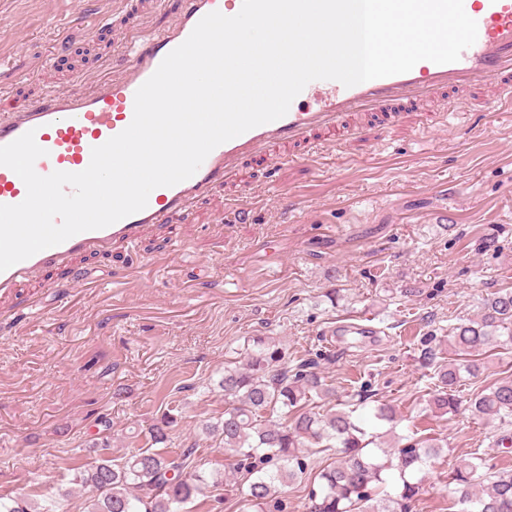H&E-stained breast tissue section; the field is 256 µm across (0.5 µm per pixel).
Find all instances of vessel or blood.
I'll return each mask as SVG.
<instances>
[{
	"label": "vessel or blood",
	"instance_id": "1",
	"mask_svg": "<svg viewBox=\"0 0 512 512\" xmlns=\"http://www.w3.org/2000/svg\"><path fill=\"white\" fill-rule=\"evenodd\" d=\"M242 2L177 0L175 19L163 34L132 38L124 56L125 74L118 79L100 74L93 87L65 89L23 103L17 100L15 84L1 82L0 146L31 130L46 151L35 162L38 174L85 170L92 149L130 125L137 89L166 55L189 37L206 14L218 11L232 16ZM464 9L476 21L478 34L458 61L436 64L423 60L409 72L349 88L326 80L324 93L317 98L312 87H305L284 117L217 146L194 176L154 189L143 210L108 227L78 233L0 272V296L76 253L130 245L148 226L187 222L200 201L237 179L246 160L263 158L279 166L298 161L296 147L314 150L338 142L343 132L362 135L368 128L366 114L376 108H389L391 125L396 128L409 121L413 109L435 98L449 95L452 107L463 108L479 90L484 94L485 112L498 111L512 99V0H466ZM25 196L21 178L0 166V205L18 204Z\"/></svg>",
	"mask_w": 512,
	"mask_h": 512
}]
</instances>
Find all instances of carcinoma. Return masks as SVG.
<instances>
[{
  "instance_id": "carcinoma-1",
  "label": "carcinoma",
  "mask_w": 512,
  "mask_h": 512,
  "mask_svg": "<svg viewBox=\"0 0 512 512\" xmlns=\"http://www.w3.org/2000/svg\"><path fill=\"white\" fill-rule=\"evenodd\" d=\"M488 345L512 346V289L489 298L478 319L451 328L448 347L456 356L475 353ZM423 358L434 369L435 390L426 406L433 413L458 409L457 389L465 376L481 370L475 360L438 363L432 346ZM224 454L248 482L244 495L252 512L265 505L285 483L304 473L305 448H339L341 457L320 473V484L309 494L307 512H412L426 467L440 453V444L416 432L398 438L394 450L384 447L393 434L391 405L374 407L375 419L390 425L368 433L351 420V410L331 408L320 413L312 405L333 397V390L307 360L288 367L285 352L271 338L259 339L246 352L245 363L224 368ZM474 410L500 426H512V379L505 378L476 394ZM196 445L174 455L142 451L120 462L104 457L91 466L72 463L79 482L96 491L88 512H181L208 487L195 460ZM395 477L396 493L386 490ZM452 493L458 512H512V469H495L474 453L451 471ZM0 512H61L49 498L34 511L25 500L0 501Z\"/></svg>"
}]
</instances>
